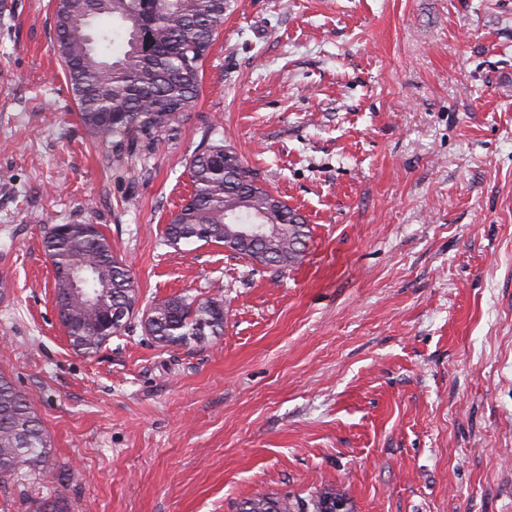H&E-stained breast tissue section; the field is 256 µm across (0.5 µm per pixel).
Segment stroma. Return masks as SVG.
Listing matches in <instances>:
<instances>
[{
  "label": "stroma",
  "instance_id": "1",
  "mask_svg": "<svg viewBox=\"0 0 512 512\" xmlns=\"http://www.w3.org/2000/svg\"><path fill=\"white\" fill-rule=\"evenodd\" d=\"M52 0H0V372L52 453L0 512H512V0H229L197 103L136 165L91 138ZM305 219L283 277L163 242L202 141ZM99 225L141 307L224 300V334L139 321L75 352L49 225ZM349 501L332 487L314 492L307 499L283 496H258L248 498L238 504V512H328L325 504L329 499ZM247 506V507H246ZM240 507H242L240 509ZM245 507V508H244Z\"/></svg>",
  "mask_w": 512,
  "mask_h": 512
}]
</instances>
